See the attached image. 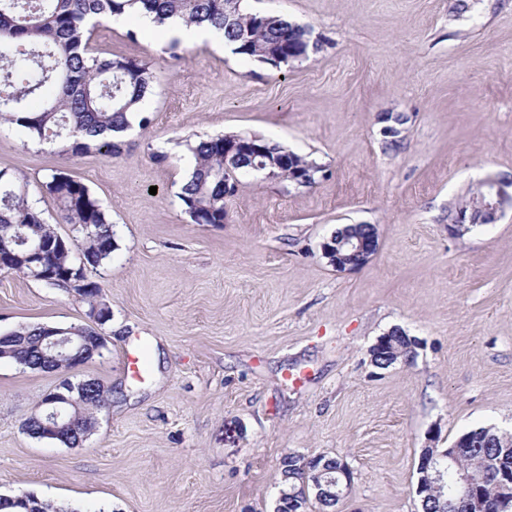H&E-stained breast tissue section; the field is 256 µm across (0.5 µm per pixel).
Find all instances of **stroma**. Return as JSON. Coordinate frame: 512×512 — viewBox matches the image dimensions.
<instances>
[{
	"mask_svg": "<svg viewBox=\"0 0 512 512\" xmlns=\"http://www.w3.org/2000/svg\"><path fill=\"white\" fill-rule=\"evenodd\" d=\"M244 7L307 28L318 50L277 67L207 43L174 57L132 21L104 23L93 52L156 76L150 122L123 155H65L0 128V169L26 179L47 223L74 233L45 188L60 169L96 197L119 245L88 273L112 310L108 349L69 373L109 391L82 445L23 427L59 373L0 361L2 496L32 493L56 512H275L293 452L350 467L330 512H422V448L512 430V206L468 231L451 222L479 182L512 179V0ZM224 133L316 163L315 185L243 174L224 223H193L178 197L186 144ZM345 224L377 228L362 268L322 255ZM89 321L75 293L0 269V335ZM395 327L415 355L376 368L369 350Z\"/></svg>",
	"mask_w": 512,
	"mask_h": 512,
	"instance_id": "1",
	"label": "stroma"
}]
</instances>
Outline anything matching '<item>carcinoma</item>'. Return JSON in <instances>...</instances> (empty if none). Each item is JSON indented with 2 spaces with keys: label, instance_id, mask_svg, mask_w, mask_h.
Returning <instances> with one entry per match:
<instances>
[{
  "label": "carcinoma",
  "instance_id": "cac0c4a2",
  "mask_svg": "<svg viewBox=\"0 0 512 512\" xmlns=\"http://www.w3.org/2000/svg\"><path fill=\"white\" fill-rule=\"evenodd\" d=\"M226 0H0V126H14L30 139L60 145L66 155L98 153L108 158L123 154L122 134L136 116L135 106L152 93L155 75L142 62L126 58H102L91 52L92 28L103 21L124 18L135 3L155 15L159 25L179 18L187 25L208 24L238 44L237 53L268 63L282 42L296 44L309 32L301 27H259V15L238 8L233 18L224 16ZM253 31L249 44L240 39L243 30ZM193 168L181 186L179 199L196 224L224 223V136L217 135L187 144ZM46 188L57 201L62 219L79 228L91 225L82 236L79 255L71 249L45 252L44 263L60 272L46 283L66 289L61 272L81 266L96 269L112 261L117 249L115 233L107 213L88 187L64 172H56ZM57 236L29 202L26 185L0 170V240L23 248L24 242L40 243ZM42 325H23L4 334L20 366L35 358ZM409 341L391 337L387 366L404 361ZM469 445L461 449L458 463L450 466L434 486L422 493V512H463L448 486L455 472L464 469L480 479L486 512H497L512 496L488 475L496 465L512 470V433L495 427L466 431ZM325 463L322 479L336 476L341 461L321 456L305 467L290 471L282 504L301 484L311 481L316 461Z\"/></svg>",
  "mask_w": 512,
  "mask_h": 512
}]
</instances>
